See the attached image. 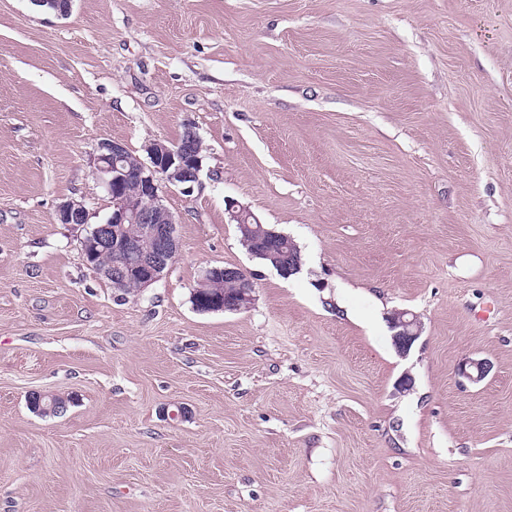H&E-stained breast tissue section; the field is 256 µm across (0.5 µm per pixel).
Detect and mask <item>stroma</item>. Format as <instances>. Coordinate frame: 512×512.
Returning <instances> with one entry per match:
<instances>
[{"mask_svg": "<svg viewBox=\"0 0 512 512\" xmlns=\"http://www.w3.org/2000/svg\"><path fill=\"white\" fill-rule=\"evenodd\" d=\"M188 127L178 254L120 292L55 209ZM225 264L250 307L196 311ZM0 512H512V0H0ZM230 218L235 222L237 231L239 233V240L242 246L248 251L250 245L246 244V242L242 241V237L249 238L252 245V253L250 254L252 258H262L270 260L272 263V267L281 275L290 277L293 273H298L300 270V263L297 265L289 264L288 262L294 261L296 262L298 259L301 261V254L299 248L296 244L288 237L282 234L281 232L276 231L274 228H271L270 225L262 224L259 221L258 217L247 207L232 204L229 209ZM254 223L260 225H253ZM239 226V227H238ZM240 228V229H239ZM241 230V231H240ZM242 232V233H241ZM243 234V235H242ZM281 237L279 241L275 243L276 253L275 251L269 249L266 245V240L269 238ZM284 260V265H288V270H286L281 264V257ZM393 334L394 345L401 354H406L421 335L422 324L418 317L407 311L394 312L389 321Z\"/></svg>", "mask_w": 512, "mask_h": 512, "instance_id": "obj_1", "label": "stroma"}]
</instances>
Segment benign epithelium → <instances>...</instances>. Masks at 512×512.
<instances>
[{
    "instance_id": "obj_1",
    "label": "benign epithelium",
    "mask_w": 512,
    "mask_h": 512,
    "mask_svg": "<svg viewBox=\"0 0 512 512\" xmlns=\"http://www.w3.org/2000/svg\"><path fill=\"white\" fill-rule=\"evenodd\" d=\"M198 141L191 130L186 131L183 141L174 144L154 140L146 147L147 157L130 168L124 144L112 140L99 143L94 174L111 199L112 213L105 222L86 231L82 251L90 260L112 253V262L98 267V273L113 285L147 288L158 282L173 262L178 250L176 218L163 203V193L173 186L188 192L199 181L202 158L196 149ZM129 183L136 185L133 194L126 188ZM229 214L243 236L250 239L251 257L269 260L282 276L299 272L298 264L283 267L280 255L266 245L267 239L281 236L280 232L257 227L258 217L245 206L233 204ZM55 219L59 224L83 225L89 223V212L83 203L67 200L57 206ZM218 280L236 284L237 292L231 297L210 296L205 310L232 312L251 304L254 284L242 269L208 268L200 284L211 285ZM389 324L394 330V345L400 353H407L422 332L418 317L407 310L397 311ZM467 365L469 369L462 370V375L471 381L481 380L489 371L484 361L469 360Z\"/></svg>"
}]
</instances>
